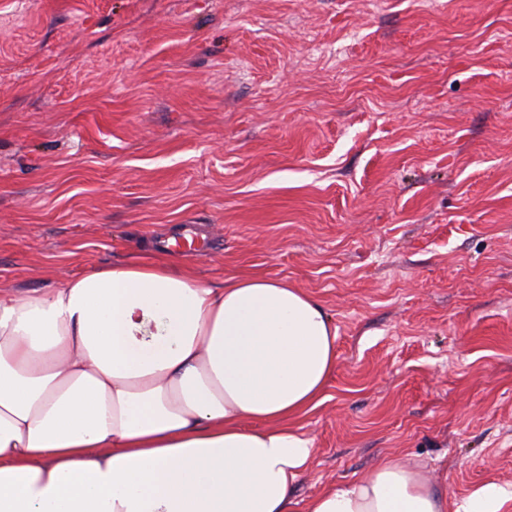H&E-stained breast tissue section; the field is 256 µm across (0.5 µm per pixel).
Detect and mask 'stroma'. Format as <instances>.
<instances>
[{
	"label": "stroma",
	"mask_w": 512,
	"mask_h": 512,
	"mask_svg": "<svg viewBox=\"0 0 512 512\" xmlns=\"http://www.w3.org/2000/svg\"><path fill=\"white\" fill-rule=\"evenodd\" d=\"M190 224L336 327L298 502L512 487V0H0V290ZM448 496L417 467L385 460L353 483L311 497L301 512H447Z\"/></svg>",
	"instance_id": "35a3bbf8"
}]
</instances>
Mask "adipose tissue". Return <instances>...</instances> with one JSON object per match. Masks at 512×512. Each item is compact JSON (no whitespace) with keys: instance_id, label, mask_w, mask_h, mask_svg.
<instances>
[{"instance_id":"obj_1","label":"adipose tissue","mask_w":512,"mask_h":512,"mask_svg":"<svg viewBox=\"0 0 512 512\" xmlns=\"http://www.w3.org/2000/svg\"><path fill=\"white\" fill-rule=\"evenodd\" d=\"M335 370L309 294L164 251L0 291V512H449L391 460L297 505Z\"/></svg>"}]
</instances>
